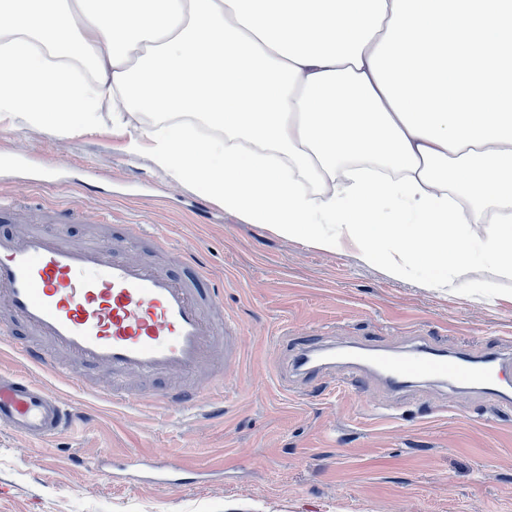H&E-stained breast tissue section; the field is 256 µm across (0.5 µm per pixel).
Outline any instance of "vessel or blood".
<instances>
[{"label":"vessel or blood","instance_id":"b4317fda","mask_svg":"<svg viewBox=\"0 0 512 512\" xmlns=\"http://www.w3.org/2000/svg\"><path fill=\"white\" fill-rule=\"evenodd\" d=\"M203 273L179 280L164 268L116 257L111 239L75 246L35 229L0 234V303L35 335L49 339L71 361L117 375L195 374L223 353L222 379L238 383L239 338L232 323H216L202 295ZM358 370L394 387L433 381L456 389L500 393L505 364L499 353L451 355L418 342L404 351L369 347ZM78 415L31 380L0 373V425L29 440H47ZM157 480L176 485L186 466L158 459Z\"/></svg>","mask_w":512,"mask_h":512}]
</instances>
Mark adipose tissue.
I'll list each match as a JSON object with an SVG mask.
<instances>
[{"mask_svg": "<svg viewBox=\"0 0 512 512\" xmlns=\"http://www.w3.org/2000/svg\"><path fill=\"white\" fill-rule=\"evenodd\" d=\"M110 99L154 117L128 155L247 223L512 279V214L470 230L512 205V0H0V127L86 132Z\"/></svg>", "mask_w": 512, "mask_h": 512, "instance_id": "obj_1", "label": "adipose tissue"}]
</instances>
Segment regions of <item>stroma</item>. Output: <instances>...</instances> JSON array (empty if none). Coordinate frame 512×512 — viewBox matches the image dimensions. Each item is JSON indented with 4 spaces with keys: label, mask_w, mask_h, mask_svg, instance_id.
<instances>
[{
    "label": "stroma",
    "mask_w": 512,
    "mask_h": 512,
    "mask_svg": "<svg viewBox=\"0 0 512 512\" xmlns=\"http://www.w3.org/2000/svg\"><path fill=\"white\" fill-rule=\"evenodd\" d=\"M148 115L112 127V107L88 132L62 139L38 129L0 130V227L24 234L45 206L77 211L43 223L77 245L99 238L117 255L174 275L202 269L221 289L220 308L242 336L245 391L202 374L201 411L164 407L167 375L123 379L141 405L99 395L112 373L81 367L76 381L29 362L17 328L0 343V371L46 385L83 415L48 442L0 428V512H512V406L424 383L401 393L380 379L333 372L306 379L290 363L315 344L339 350L422 336L448 351L512 354V280L493 297L435 288L425 272L404 278L336 252L288 239L241 217L133 158L124 143ZM140 227L127 236L129 225ZM165 455L212 481L162 487L133 479L135 456Z\"/></svg>",
    "instance_id": "35a3bbf8"
}]
</instances>
